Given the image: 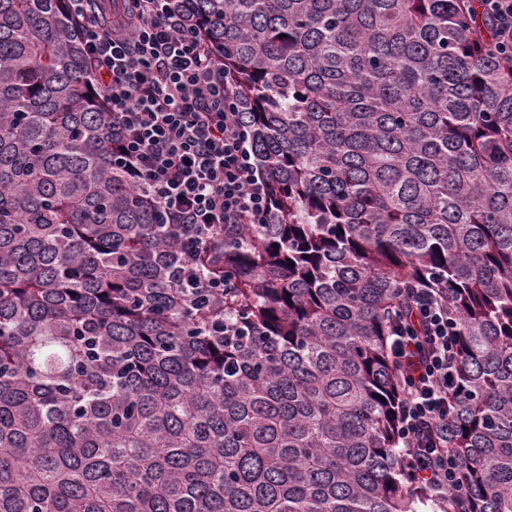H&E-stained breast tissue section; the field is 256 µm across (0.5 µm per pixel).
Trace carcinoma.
I'll use <instances>...</instances> for the list:
<instances>
[{
    "label": "carcinoma",
    "mask_w": 512,
    "mask_h": 512,
    "mask_svg": "<svg viewBox=\"0 0 512 512\" xmlns=\"http://www.w3.org/2000/svg\"><path fill=\"white\" fill-rule=\"evenodd\" d=\"M171 4L268 194L192 253L117 161L67 0H0V512H422L390 343L423 285L458 356L442 510L512 512V47L486 0Z\"/></svg>",
    "instance_id": "1"
}]
</instances>
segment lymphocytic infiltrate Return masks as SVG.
<instances>
[{
    "mask_svg": "<svg viewBox=\"0 0 512 512\" xmlns=\"http://www.w3.org/2000/svg\"><path fill=\"white\" fill-rule=\"evenodd\" d=\"M68 8L119 129V156L168 231L191 250L225 225L263 223L266 185L237 120L235 95L202 49L199 30L169 0H68ZM412 306L417 329H399L392 341L406 392L403 461L440 503L458 480L448 446L456 358L440 290L414 289Z\"/></svg>",
    "mask_w": 512,
    "mask_h": 512,
    "instance_id": "f902f5d3",
    "label": "lymphocytic infiltrate"
}]
</instances>
